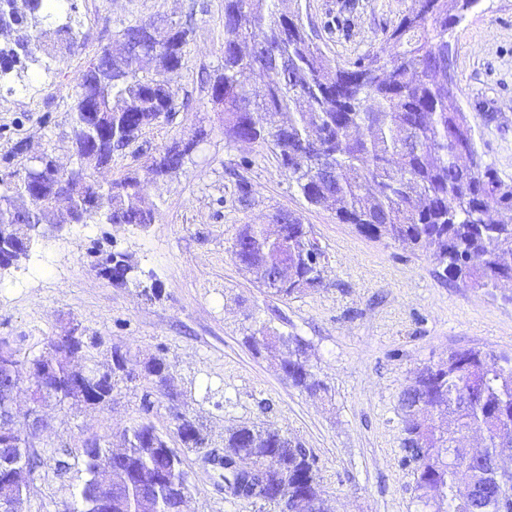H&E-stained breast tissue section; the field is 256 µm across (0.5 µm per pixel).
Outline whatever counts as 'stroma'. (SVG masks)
<instances>
[{
    "instance_id": "stroma-1",
    "label": "stroma",
    "mask_w": 512,
    "mask_h": 512,
    "mask_svg": "<svg viewBox=\"0 0 512 512\" xmlns=\"http://www.w3.org/2000/svg\"><path fill=\"white\" fill-rule=\"evenodd\" d=\"M412 0H301L300 16L316 44L345 63L376 48L384 29ZM82 49L63 62L52 49L38 63L0 79V157L16 142L26 156H71L68 93L101 47L140 21L189 24L185 64L175 76L189 107L172 123L143 130L135 152L114 157L102 180L135 169L154 224L65 225L46 231L27 260L0 275V337L23 352H40L69 320L134 363L163 356L189 416L212 435L240 425H274L315 458L326 512H417L415 466L401 448L399 395L414 373L449 351L480 348L512 354V286L473 289L448 281L425 252L360 235L334 212L309 205L270 144L232 142L206 78L222 65L224 0H77L73 14ZM460 102L484 161L512 185V0H480L450 39ZM205 137L182 170L154 182L147 157L196 131ZM252 161L242 167L241 158ZM251 189L240 201L239 181ZM300 217L324 254L321 283L289 299L258 288L235 262L231 246L243 224H265L276 213ZM132 256L157 280L159 299L103 277L92 253ZM308 341L309 364L328 393L292 386L277 352H254L244 341L260 326ZM151 385L137 378L103 407H44L31 437L43 464L28 479L23 512H68L85 471L81 443L151 419L172 427L167 401L144 414ZM69 468L58 471L57 453ZM191 484L184 512H270L259 501L225 494L219 471L199 453L181 449Z\"/></svg>"
}]
</instances>
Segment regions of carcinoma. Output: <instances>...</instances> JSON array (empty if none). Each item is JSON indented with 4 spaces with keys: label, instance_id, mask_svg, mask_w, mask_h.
<instances>
[{
    "label": "carcinoma",
    "instance_id": "1",
    "mask_svg": "<svg viewBox=\"0 0 512 512\" xmlns=\"http://www.w3.org/2000/svg\"><path fill=\"white\" fill-rule=\"evenodd\" d=\"M8 2L4 45L0 62L15 68L36 62L42 43L50 41L59 54L74 52L80 43L71 23L43 28L51 0ZM476 0H413L408 13L384 32L380 46L349 62L348 67L328 59L295 26L299 0H224V55L221 69L209 77L212 91L224 89L216 104L224 112V136L237 142L262 140L278 151L297 188L312 206L331 210L342 224L374 240H388L429 251L444 265L445 276L473 288H497L512 282V223L492 222L493 208L512 212V185L503 183L486 164L477 146L467 112L455 95L448 94L443 72L429 69V59L448 50V40ZM142 35L156 45L147 67L136 58L120 57L124 64L105 72L90 62L72 88L74 114L73 178L97 182L95 170L112 163L114 152L135 142L142 129L159 124L162 112L187 107L170 77L185 62L191 29L171 22L160 28L141 21L123 30ZM288 58L285 76L279 59ZM99 96L108 136L97 153L84 150L86 112ZM203 140L202 133L164 146L147 158L158 180L177 173ZM335 168L336 178L322 181L316 173L321 159ZM19 177L0 185V271L17 268L29 252L14 245L11 225L28 209L61 203L66 211L79 209L81 223L135 224L155 222V210L142 202L138 177L124 172L99 184V194L84 201L72 194L70 184L57 178L49 164L28 162ZM310 231L301 220L293 224H245L236 233L232 254L259 287L285 299L321 281L323 253L312 249ZM102 276L118 286H132L147 300L162 288L136 275V264L121 252L101 255ZM283 334L262 327L245 337L254 350L282 348ZM309 344L288 334V358L282 370L291 384L310 394L328 389L308 364ZM79 346L53 336L39 354H21L6 338L0 355L15 366L16 391L22 390L29 365L37 360L52 371L54 391L37 399V407L54 400L61 405L72 398L69 383L84 366L74 363ZM143 376L170 402L174 435L187 449L222 445L224 485L247 495L249 486L234 466L241 453L276 459L277 477L266 483L260 501L273 512H324V499L315 459L302 443L275 427L239 426L215 440L203 425L178 424L184 415L180 393L171 386L164 357L145 361ZM136 378L130 355L112 349V390ZM411 388L427 397L426 412L415 418L403 413L401 445L406 458L417 465V501L428 506L424 484L441 487L446 512H512V493L483 475L474 465L476 491L460 496L457 470L444 461L462 458L465 449L448 447V438L475 429L484 435V447L497 448L512 440V357L489 350L463 349L424 366ZM469 398L460 410L462 396ZM169 435L147 420L124 428L108 439L83 442L86 480L78 490L79 512H94L99 496V470L112 458L113 512H183L191 493L183 459L170 447ZM15 457L21 469L33 474L42 453L20 436ZM26 484L22 478L0 483V499L19 512Z\"/></svg>",
    "mask_w": 512,
    "mask_h": 512
}]
</instances>
